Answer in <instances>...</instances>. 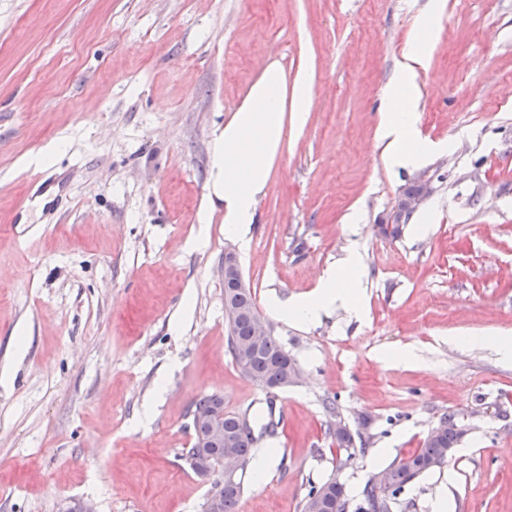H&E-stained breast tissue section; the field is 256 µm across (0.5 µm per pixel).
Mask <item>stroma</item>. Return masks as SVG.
Here are the masks:
<instances>
[{
	"mask_svg": "<svg viewBox=\"0 0 512 512\" xmlns=\"http://www.w3.org/2000/svg\"><path fill=\"white\" fill-rule=\"evenodd\" d=\"M432 2L0 0V512H202L211 482L180 452L211 393L273 455L240 512H299L307 481L335 473L358 504L450 411L466 435L394 512L443 493L448 512H512V358L457 342L512 334V0H445L416 77L434 191L400 240L376 230L416 174L376 128ZM273 62L311 72L313 106L285 123L242 241L198 214L213 133ZM228 245L302 371L273 397L227 350ZM351 248L362 319L270 311ZM328 397L366 443L354 456L325 433Z\"/></svg>",
	"mask_w": 512,
	"mask_h": 512,
	"instance_id": "obj_1",
	"label": "stroma"
}]
</instances>
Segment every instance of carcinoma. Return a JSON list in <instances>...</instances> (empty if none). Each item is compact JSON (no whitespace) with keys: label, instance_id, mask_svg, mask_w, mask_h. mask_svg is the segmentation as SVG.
Here are the masks:
<instances>
[{"label":"carcinoma","instance_id":"1","mask_svg":"<svg viewBox=\"0 0 512 512\" xmlns=\"http://www.w3.org/2000/svg\"><path fill=\"white\" fill-rule=\"evenodd\" d=\"M224 293L231 298L234 311L225 313L227 319V348L233 362L240 372L252 379L264 389L282 384L290 369L296 364L281 342L273 335L256 344L252 338L251 315L259 312L255 295L250 288L224 287ZM193 411H219L224 413V448L186 449L187 456L193 458L200 454L212 460L224 455V449L231 448L243 460L251 465L254 457L256 438L247 414L224 411V398L208 394L197 399L191 406ZM456 414L450 412L441 417L442 431L435 437H426L421 448L415 452L394 460L388 467L390 482L385 487L366 483L362 491V502L355 512H391L392 503L404 488L413 480L444 466L448 462V449L455 448L464 432L457 428ZM326 435L336 446L348 450L353 445L350 428L335 429L326 424ZM244 491V478L234 482H225L218 492V501L211 499L203 503V512H238V506ZM331 507L333 512H347L349 500L345 484L336 483L329 478L322 483L308 481L306 493L299 508L300 512H313L319 499Z\"/></svg>","mask_w":512,"mask_h":512}]
</instances>
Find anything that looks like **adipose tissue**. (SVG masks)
I'll list each match as a JSON object with an SVG mask.
<instances>
[{
  "instance_id": "ef3b65f1",
  "label": "adipose tissue",
  "mask_w": 512,
  "mask_h": 512,
  "mask_svg": "<svg viewBox=\"0 0 512 512\" xmlns=\"http://www.w3.org/2000/svg\"><path fill=\"white\" fill-rule=\"evenodd\" d=\"M441 15L442 6L437 2L418 17L382 107L376 136L389 164L396 168L419 166L434 150L421 138L418 128L421 93L416 76L429 66ZM312 101L309 71L298 72L291 79L276 62L263 70L231 119L213 134L206 208L200 223H209L212 213L220 211L226 232L245 238L249 224L256 221L258 199L281 151L284 122L289 119L296 127H304ZM268 306L292 324L314 323L336 307L361 317L364 292L360 252L350 249L337 264L326 268L311 293L285 301L274 297Z\"/></svg>"
}]
</instances>
